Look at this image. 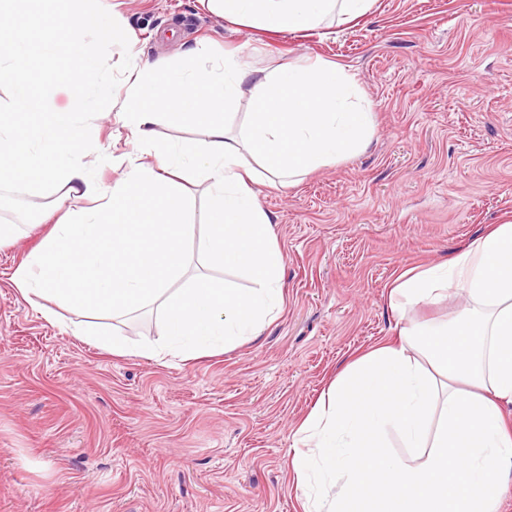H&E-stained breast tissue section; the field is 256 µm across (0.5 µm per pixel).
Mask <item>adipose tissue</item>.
I'll use <instances>...</instances> for the list:
<instances>
[{
  "mask_svg": "<svg viewBox=\"0 0 512 512\" xmlns=\"http://www.w3.org/2000/svg\"><path fill=\"white\" fill-rule=\"evenodd\" d=\"M90 0H0V65L13 113L0 117V184L30 188L62 181L67 197L98 198L68 210L18 267L23 298L44 297L116 317L162 306L164 345L140 354L189 360L258 338L284 309L283 262L270 215L252 188V155L276 179H296L357 153L374 132L372 112L354 104V84L326 61L275 69L236 52L207 69L211 46L187 60L132 65L121 91L129 135L143 155L108 195L96 197L75 162L84 133L76 106L97 80L85 31L98 26ZM242 27L280 33L346 23L373 0H200ZM74 103L47 112L59 82ZM252 112L229 134L241 85ZM201 123L204 145L158 147L157 126L172 115ZM206 183L204 237L211 261L246 270L252 287L205 275L186 277L187 222L180 178ZM464 297L463 317L416 322L398 341L376 346L338 372L296 431L290 464L305 489V512H498L512 476V221L486 230L450 259L397 274L393 310L406 312ZM396 435L407 455L392 450Z\"/></svg>",
  "mask_w": 512,
  "mask_h": 512,
  "instance_id": "obj_1",
  "label": "adipose tissue"
}]
</instances>
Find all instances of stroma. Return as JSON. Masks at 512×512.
<instances>
[{"label":"stroma","mask_w":512,"mask_h":512,"mask_svg":"<svg viewBox=\"0 0 512 512\" xmlns=\"http://www.w3.org/2000/svg\"><path fill=\"white\" fill-rule=\"evenodd\" d=\"M134 38L85 32L98 78L201 41L274 69L344 67L375 131L357 154L294 186L258 183L284 255L285 306L262 336L192 361L117 355L41 316L11 278L61 204L0 185V512H304L294 432L345 363L397 338V271L449 258L512 220V0H374L365 16L307 33L237 28L199 0H122ZM100 191L140 152L120 100L77 114Z\"/></svg>","instance_id":"35a3bbf8"}]
</instances>
